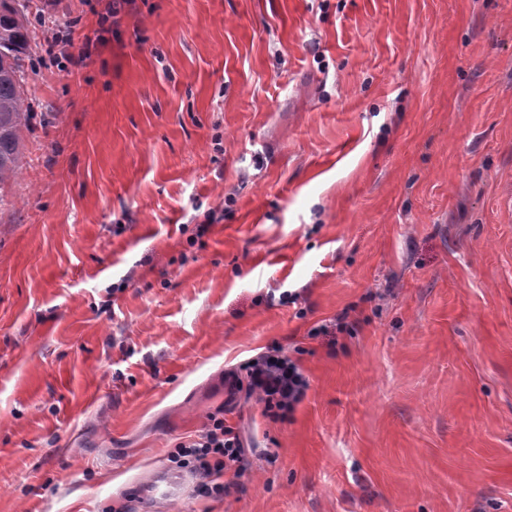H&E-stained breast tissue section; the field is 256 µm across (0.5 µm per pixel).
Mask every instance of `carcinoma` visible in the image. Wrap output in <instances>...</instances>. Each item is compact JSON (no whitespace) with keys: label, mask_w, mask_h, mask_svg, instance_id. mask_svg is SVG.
<instances>
[{"label":"carcinoma","mask_w":512,"mask_h":512,"mask_svg":"<svg viewBox=\"0 0 512 512\" xmlns=\"http://www.w3.org/2000/svg\"><path fill=\"white\" fill-rule=\"evenodd\" d=\"M28 0H0V211L14 206L7 188L23 175L25 138L34 114L26 86Z\"/></svg>","instance_id":"obj_1"}]
</instances>
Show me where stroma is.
<instances>
[{
	"label": "stroma",
	"instance_id": "1",
	"mask_svg": "<svg viewBox=\"0 0 512 512\" xmlns=\"http://www.w3.org/2000/svg\"><path fill=\"white\" fill-rule=\"evenodd\" d=\"M111 2L29 0L0 512H156L218 410L247 469L166 512H512V0ZM246 377L248 391L273 419L283 418L301 402L308 387L299 365L277 345L267 347L248 363ZM187 484L188 477L184 474L171 473L166 469H156L149 474L145 483L140 485L153 495L157 509L164 511L167 504L181 497Z\"/></svg>",
	"mask_w": 512,
	"mask_h": 512
}]
</instances>
